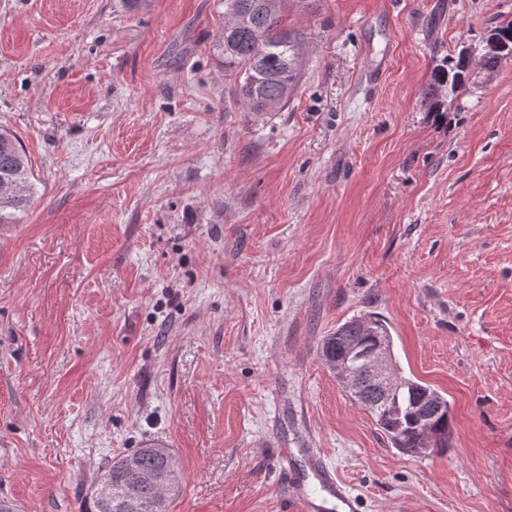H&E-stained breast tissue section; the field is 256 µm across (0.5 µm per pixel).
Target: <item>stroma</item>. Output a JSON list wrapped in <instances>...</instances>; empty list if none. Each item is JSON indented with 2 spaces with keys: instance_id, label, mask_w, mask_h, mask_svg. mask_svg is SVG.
Returning a JSON list of instances; mask_svg holds the SVG:
<instances>
[{
  "instance_id": "35a3bbf8",
  "label": "stroma",
  "mask_w": 512,
  "mask_h": 512,
  "mask_svg": "<svg viewBox=\"0 0 512 512\" xmlns=\"http://www.w3.org/2000/svg\"><path fill=\"white\" fill-rule=\"evenodd\" d=\"M512 0H289L287 105L238 102L224 0H0V129L33 165L0 231V502L83 512L112 457L175 454L173 512H282L275 439L359 512H512V60L432 72ZM384 317L444 395L403 456L323 363Z\"/></svg>"
}]
</instances>
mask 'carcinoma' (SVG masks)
<instances>
[{"label":"carcinoma","mask_w":512,"mask_h":512,"mask_svg":"<svg viewBox=\"0 0 512 512\" xmlns=\"http://www.w3.org/2000/svg\"><path fill=\"white\" fill-rule=\"evenodd\" d=\"M286 3L287 0H224L225 14L231 18L243 15L246 24L234 27L229 22L224 25L223 36L215 43V51L224 57V73L236 76V97L256 116L281 111L297 79L296 42L282 26ZM30 175L29 159L21 143L13 135L1 132L0 184H14L18 191L0 195V224L17 223L19 214L27 209ZM358 346L366 348L371 342L351 318L323 339L321 354L344 361ZM418 387L423 388L425 384L418 381L408 385L396 395V403L387 407L376 404L377 396L371 384L364 386L367 399L372 401L366 410L393 447L403 455H413L424 425L445 436L449 433L448 399L442 398V409L422 423L419 411L411 401V392ZM132 455L141 469L157 475L177 470L175 455L159 442L147 443L130 454L114 458L100 476L101 483H112V500L93 489L86 512H126L121 497L132 481L127 465ZM137 496L142 504L140 512H152L156 490L140 484Z\"/></svg>","instance_id":"obj_1"}]
</instances>
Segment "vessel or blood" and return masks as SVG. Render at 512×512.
<instances>
[{"mask_svg":"<svg viewBox=\"0 0 512 512\" xmlns=\"http://www.w3.org/2000/svg\"><path fill=\"white\" fill-rule=\"evenodd\" d=\"M307 461L310 471L321 486V491L317 494L312 493L302 477L291 475L287 485L289 512H329L333 507L337 508L338 512H355V498L323 455L315 450L310 451Z\"/></svg>","mask_w":512,"mask_h":512,"instance_id":"b4317fda","label":"vessel or blood"}]
</instances>
